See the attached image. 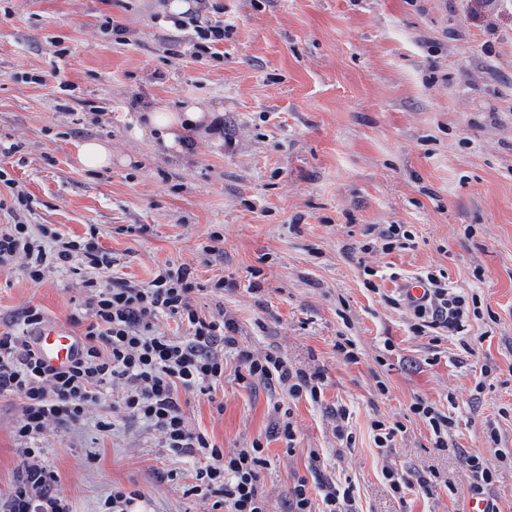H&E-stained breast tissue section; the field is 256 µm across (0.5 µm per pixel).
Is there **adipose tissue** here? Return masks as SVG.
Wrapping results in <instances>:
<instances>
[{
	"label": "adipose tissue",
	"instance_id": "adipose-tissue-1",
	"mask_svg": "<svg viewBox=\"0 0 512 512\" xmlns=\"http://www.w3.org/2000/svg\"><path fill=\"white\" fill-rule=\"evenodd\" d=\"M144 131L160 137L164 146L187 154L196 141L218 130L221 113L200 100L172 111L161 106H146L140 111Z\"/></svg>",
	"mask_w": 512,
	"mask_h": 512
}]
</instances>
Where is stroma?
Returning <instances> with one entry per match:
<instances>
[{
  "label": "stroma",
  "instance_id": "obj_1",
  "mask_svg": "<svg viewBox=\"0 0 512 512\" xmlns=\"http://www.w3.org/2000/svg\"><path fill=\"white\" fill-rule=\"evenodd\" d=\"M160 2L0 0V145L18 147L0 168L29 193V223L79 236L97 227L114 272L132 281L191 266L200 313L224 309L244 345L325 369L320 406L239 383L231 361L222 392L186 408L222 448L261 439L271 512L313 449L326 458L322 478L351 482L358 512H466L465 470L409 414L419 397L453 412L454 442L497 470L488 497L512 512V461L485 438L496 426L512 448V0H210L227 31L219 56L202 59L196 28L158 19ZM194 99L222 107L224 125L190 155L136 124L139 103ZM87 139L111 143V169L81 168ZM376 224L404 225L415 247L357 258ZM213 234L222 250L204 253ZM368 268L444 270L476 298V355L454 337L435 346L410 334L405 313L367 290ZM84 298L78 276L34 285L0 269V330L35 306L45 324L82 335L70 317ZM341 334L358 363L337 355ZM337 403L351 412L349 447L326 413ZM280 406L297 426L291 450L272 432ZM111 412L105 400L45 434L73 512H100L116 484L139 491L146 512H204L185 493L187 463L157 432L123 420L98 438L94 423ZM379 416L406 427L394 447L373 441ZM20 418L19 400H0V493L21 469ZM387 466L444 484L400 498Z\"/></svg>",
  "mask_w": 512,
  "mask_h": 512
}]
</instances>
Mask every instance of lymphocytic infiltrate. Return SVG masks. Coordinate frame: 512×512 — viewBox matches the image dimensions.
<instances>
[{"label":"lymphocytic infiltrate","mask_w":512,"mask_h":512,"mask_svg":"<svg viewBox=\"0 0 512 512\" xmlns=\"http://www.w3.org/2000/svg\"><path fill=\"white\" fill-rule=\"evenodd\" d=\"M0 183L12 199L9 219L0 224V269L21 265L35 285L52 273L68 272L81 277L87 294L84 311L71 317L85 331L80 354L67 369L46 367L32 347L31 338L44 322L39 309H25L22 330L0 331V398L21 402L16 437L23 466L21 478L0 495V512H72L57 489V472L44 459L46 426L82 422L90 405L116 390L125 419L159 432L164 447L192 462L185 492L208 512H270L261 487L269 465L265 446L256 440L242 448H220L189 425L188 398L214 397L224 380V362L232 358L239 381L263 383L289 401L319 405L328 383L325 371L295 367L279 354L256 355L239 342L238 326L224 312L199 314L192 296L200 286L188 265L161 269L147 283L112 275V253L100 245L96 227L77 236L27 223L29 194L2 169ZM420 278L428 288L423 304L409 307L393 298L390 306L407 307L413 335L434 343L464 339L468 295L449 287L443 271L428 270ZM164 320L183 327L184 336L167 334L160 326ZM462 348L473 350L465 339ZM409 410L429 429L433 448H452L453 416L421 398ZM322 463L320 454L310 451L308 473L289 486L285 512H355L353 486L318 479Z\"/></svg>","instance_id":"lymphocytic-infiltrate-1"}]
</instances>
